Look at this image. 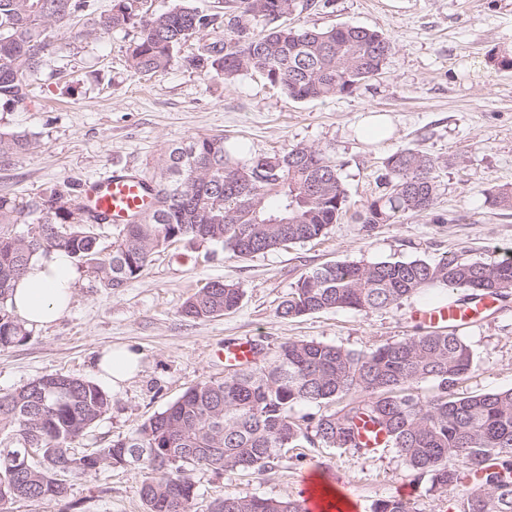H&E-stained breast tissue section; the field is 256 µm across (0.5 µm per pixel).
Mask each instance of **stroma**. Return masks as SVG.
Segmentation results:
<instances>
[{"instance_id": "1", "label": "stroma", "mask_w": 512, "mask_h": 512, "mask_svg": "<svg viewBox=\"0 0 512 512\" xmlns=\"http://www.w3.org/2000/svg\"><path fill=\"white\" fill-rule=\"evenodd\" d=\"M287 23L372 28L394 51L378 75L352 92L298 102L255 74L230 86L180 63L153 76L135 75L128 66L137 36L132 29L78 39L66 34L26 103L0 100V130L36 143L0 159V195L27 199L66 184L74 188L116 165L144 172L168 144L205 134L224 135L244 158L299 144L327 149L347 190L346 215L316 241L240 259L182 240L155 253L118 293L78 267L70 312L0 350V392L55 373L102 383L110 408L72 441L73 451L106 447L188 388L223 378L216 353L224 344L250 339L270 352L305 339L365 352L414 335L420 310L465 297L429 292L390 308L279 317L280 304L308 269L327 262H431L447 254L492 263L512 251V208L489 201L498 188L512 186V0H310ZM373 114L390 119L391 134L359 138L358 128ZM402 147L434 160V204L365 233L357 217L383 193L384 161ZM217 279L240 288L239 307L216 318L185 317L181 306L193 289ZM459 332L474 365L458 393L512 388V299L494 303ZM109 346L141 355L137 375L118 388L101 382L95 370L98 353ZM309 474L346 485L359 512H373L403 487L412 490L413 512H448L471 490L465 483L443 494L431 491L391 448L366 457L317 443L289 449L261 473L196 470L192 510L211 512L229 494L295 497ZM143 478L138 470L104 467L69 480L66 497L22 499L12 512H145Z\"/></svg>"}]
</instances>
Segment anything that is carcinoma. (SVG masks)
<instances>
[{
    "label": "carcinoma",
    "mask_w": 512,
    "mask_h": 512,
    "mask_svg": "<svg viewBox=\"0 0 512 512\" xmlns=\"http://www.w3.org/2000/svg\"><path fill=\"white\" fill-rule=\"evenodd\" d=\"M296 0H224V35H212L218 14L191 0L153 13L144 0H113L97 11L93 0H0V100L18 104L58 36L137 30L129 66L136 74L167 71L178 61L224 81L258 74L294 101L350 93L373 78L392 54L383 33L361 26L326 30L280 23L254 32L250 22L290 15ZM87 18L86 28L75 20ZM194 35L205 38L196 53L178 56ZM25 135L0 132V157L34 148ZM435 161L403 148L386 161L383 184L359 215L369 232L408 212H425L436 194ZM157 206L146 216L115 227L102 254L98 224L77 196L64 189L19 201L0 196V349L23 341L29 330L9 309L15 283L38 253L63 250L82 262L104 287L118 292L149 265L154 253L189 240L218 245L248 258L325 236L347 212L339 168L323 148L294 145L242 159L221 135H204L168 146L149 178ZM34 215L22 237L9 226ZM285 220L268 224L271 217ZM465 290L467 300L512 295V257L493 264L459 256L436 262L387 260L325 263L302 273L282 302L284 319L333 309L386 308L426 288ZM242 292L233 283L208 281L183 303L182 312L208 319L235 310ZM474 363L470 345L455 328H427L402 341L361 354L314 340H288L272 352L254 348L247 367L226 366L224 378L187 389L132 435L89 453L69 443L106 414L110 396L98 384L74 376L43 375L0 393V512L20 499L64 498L58 478L89 477L104 466L134 467L146 474L140 496L146 512H191L197 496L193 471H263L290 448L317 441L329 448L364 452L361 422L384 435L385 447L430 490L444 493L473 477L479 485L460 498L455 512H512V388L462 396L455 388ZM433 380L438 391L423 396L417 384ZM363 394L355 400L352 395ZM338 402L327 413L297 416L301 403ZM30 448L37 458L18 471L10 456ZM211 512H303L299 498L226 495ZM374 512H411L390 497Z\"/></svg>",
    "instance_id": "carcinoma-1"
}]
</instances>
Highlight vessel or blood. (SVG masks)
I'll use <instances>...</instances> for the list:
<instances>
[{
    "mask_svg": "<svg viewBox=\"0 0 512 512\" xmlns=\"http://www.w3.org/2000/svg\"><path fill=\"white\" fill-rule=\"evenodd\" d=\"M80 199L100 223L119 224L144 215L151 205L153 193L139 171L116 168L105 177L82 183ZM469 314V308L462 305H439L423 310L419 319L422 324L436 328L466 322ZM253 350L252 341L241 340L225 346L218 357L225 363L245 366L252 362ZM301 496L306 512H330L319 487L312 479L304 480Z\"/></svg>",
    "mask_w": 512,
    "mask_h": 512,
    "instance_id": "b4317fda",
    "label": "vessel or blood"
}]
</instances>
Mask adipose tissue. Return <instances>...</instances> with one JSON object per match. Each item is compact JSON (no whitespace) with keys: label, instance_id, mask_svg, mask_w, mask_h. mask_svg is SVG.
I'll use <instances>...</instances> for the list:
<instances>
[{"label":"adipose tissue","instance_id":"ef3b65f1","mask_svg":"<svg viewBox=\"0 0 512 512\" xmlns=\"http://www.w3.org/2000/svg\"><path fill=\"white\" fill-rule=\"evenodd\" d=\"M77 277L72 260L64 251L36 255L16 283L9 305L26 326L52 324L69 310ZM140 358V353L129 348H113L102 352L97 368L106 380L118 386L136 375Z\"/></svg>","mask_w":512,"mask_h":512}]
</instances>
